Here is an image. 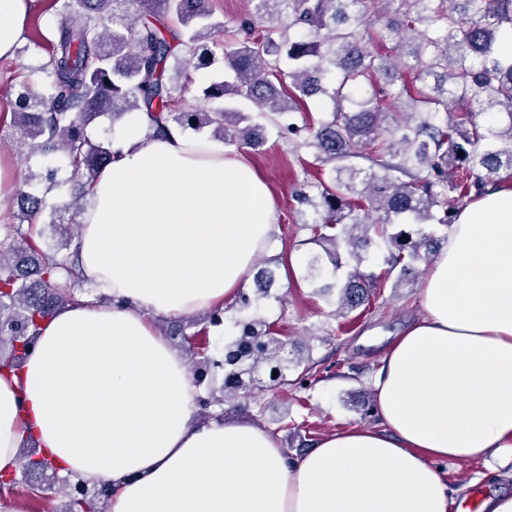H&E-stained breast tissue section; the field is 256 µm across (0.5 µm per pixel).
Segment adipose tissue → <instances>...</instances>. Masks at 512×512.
<instances>
[{"label": "adipose tissue", "mask_w": 512, "mask_h": 512, "mask_svg": "<svg viewBox=\"0 0 512 512\" xmlns=\"http://www.w3.org/2000/svg\"><path fill=\"white\" fill-rule=\"evenodd\" d=\"M36 3L0 0L1 60ZM144 126L129 113L79 217L80 271L110 304L59 309L0 371V472L29 438L60 474L110 484L107 512H455L438 462L512 447V187L458 212L373 377L377 423L291 458L256 425L202 418L153 324L236 301L276 245L268 187L243 153Z\"/></svg>", "instance_id": "adipose-tissue-1"}]
</instances>
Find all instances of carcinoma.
Masks as SVG:
<instances>
[{
	"label": "carcinoma",
	"mask_w": 512,
	"mask_h": 512,
	"mask_svg": "<svg viewBox=\"0 0 512 512\" xmlns=\"http://www.w3.org/2000/svg\"><path fill=\"white\" fill-rule=\"evenodd\" d=\"M254 11L233 30L213 17L210 0H65V20L52 41L43 91L20 93L21 111L10 114L31 151L62 153L79 188L94 181L112 158L111 143L92 142L85 127L110 112H140L150 136L211 127L224 145L257 150L266 118L281 139L301 140L314 164L330 166L312 191L300 194L311 209L303 244L324 243L311 253L307 278L316 292L335 296L330 315H346L369 303L373 276L360 271L369 257L387 254L384 280L393 288L415 282L417 263L438 247L429 224H450L464 200L502 186L512 172V52L501 32L512 29V0H253ZM220 44L232 80L203 90L207 108L174 104L170 70L205 69ZM377 43L383 51L370 45ZM412 73L416 84L405 82ZM371 93L361 94L364 88ZM231 95L256 108L226 105ZM333 102L317 124L298 125L304 99ZM18 223L0 224V369L20 365L43 321L79 303L75 256L40 247L36 229L47 209L45 195L17 189ZM52 221L70 245L79 214ZM355 262L344 276L340 251ZM275 271L254 275L255 291L241 292L242 311L271 297ZM218 307L178 324L192 371L223 372L219 391L198 398L204 415L251 396L270 376L276 388L305 386L315 363L274 335L259 318L240 321V333L210 354L209 328L223 324ZM67 486L44 458L19 461L0 474V499L18 488L49 507L47 492ZM108 485L78 490L63 512H103Z\"/></svg>",
	"instance_id": "cac0c4a2"
}]
</instances>
